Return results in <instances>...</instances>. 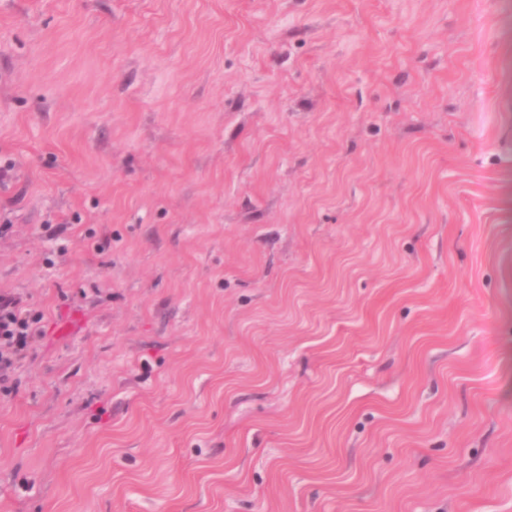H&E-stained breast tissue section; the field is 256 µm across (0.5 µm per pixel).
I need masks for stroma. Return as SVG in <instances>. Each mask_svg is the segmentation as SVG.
I'll return each mask as SVG.
<instances>
[{"mask_svg": "<svg viewBox=\"0 0 512 512\" xmlns=\"http://www.w3.org/2000/svg\"><path fill=\"white\" fill-rule=\"evenodd\" d=\"M0 512H512V0H0ZM39 322L17 298L0 294V380L34 346L41 335Z\"/></svg>", "mask_w": 512, "mask_h": 512, "instance_id": "1", "label": "stroma"}]
</instances>
